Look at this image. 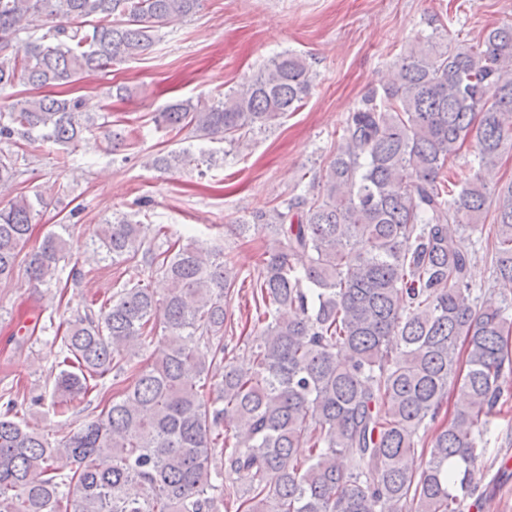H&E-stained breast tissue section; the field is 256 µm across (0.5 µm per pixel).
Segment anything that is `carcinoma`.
<instances>
[{
  "label": "carcinoma",
  "instance_id": "carcinoma-1",
  "mask_svg": "<svg viewBox=\"0 0 512 512\" xmlns=\"http://www.w3.org/2000/svg\"><path fill=\"white\" fill-rule=\"evenodd\" d=\"M200 3L0 0V141L50 142L68 164L94 118L81 98L41 90L146 54ZM21 33L19 58L9 47ZM314 77L306 56L284 51L223 97L176 101L158 121L239 147L299 109ZM18 86L35 94L18 98ZM467 145L462 179L450 163ZM506 148L512 24L474 45L438 31L411 44L349 112L312 195L234 225L266 237L246 365L224 336L238 283L224 251L196 237L164 250L125 214L98 225L112 262L140 256L170 288L160 297L130 279L56 331L55 414L98 390L90 381L130 375L120 394L101 392L99 413L50 435L19 417L23 390L0 394V512H221L226 498L235 512H464L479 444L512 398V182L490 179ZM187 162L182 148L151 165ZM22 174L0 150V191ZM44 205L37 193L0 208V285L22 268L32 288L61 283L76 225L26 250ZM477 233L486 288L471 279ZM158 329L162 349L142 364Z\"/></svg>",
  "mask_w": 512,
  "mask_h": 512
}]
</instances>
